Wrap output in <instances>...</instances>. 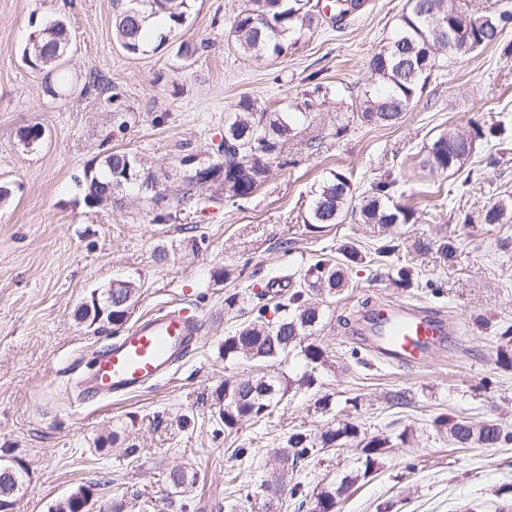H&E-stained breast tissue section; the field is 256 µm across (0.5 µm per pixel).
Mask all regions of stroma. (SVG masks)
<instances>
[{
	"label": "stroma",
	"instance_id": "obj_1",
	"mask_svg": "<svg viewBox=\"0 0 512 512\" xmlns=\"http://www.w3.org/2000/svg\"><path fill=\"white\" fill-rule=\"evenodd\" d=\"M245 0H194L177 41L205 43L185 61L175 43L137 57L112 37L113 0H0V460H21L28 490L17 512H51L63 496L93 487L96 507L111 512L117 499L137 508L152 499L154 512H298L289 493L269 499L267 462L296 430L317 432L352 423L367 434L407 433L382 467L358 480L339 512H512V443L462 448L437 432L432 419L451 414L512 429V369L497 362L501 335L512 326V220L485 224L486 209L512 194V127L479 140L460 172L433 170L425 147L454 124L488 126L512 120V28L496 45L435 71L399 122L381 128L334 124L342 101L370 80L368 61L393 32L406 0H365L342 25L323 21L287 52L264 61L241 54L229 34ZM65 20L73 48L61 75L72 92L54 98L42 73L21 51L32 22ZM322 69L327 98L310 96L305 77ZM100 89L79 91L86 76ZM263 108L308 111L312 123L269 163L264 183L241 205L226 202L213 185L195 188L172 218L154 223L144 196L123 192L114 203L88 207L76 182L91 164L116 150L136 153L158 177L157 189L175 193L189 169L212 162L224 118L241 97ZM38 123L42 140L27 147L18 136ZM347 173L358 191L386 178L395 199L418 219L376 230L346 218L314 232L305 222L314 192L331 171ZM393 241L391 257L375 249ZM447 242V254L437 247ZM355 247L350 289L327 298L322 327L310 341L328 354L315 372L312 393L290 395L272 422H243L225 435L214 415L212 391L241 372L298 378L302 357L277 363L226 361L220 346L245 318L264 310L281 315L278 286L321 249ZM168 256L157 261V248ZM406 272L411 287L396 284ZM117 278L139 287L130 322L167 308L187 310L200 322L195 349L166 380L122 398L78 399L77 383L93 352L116 332L75 317L94 290ZM239 297V311L224 299ZM410 303L453 318L461 342L406 369L366 353L352 334L370 302ZM407 403L392 405L393 392ZM331 396L327 413L314 396ZM193 414L180 429L173 419ZM120 431L117 445L100 438ZM251 458L235 457L238 448ZM175 467L197 474L193 491L178 492L162 475ZM358 468L352 442L304 464V496L339 486Z\"/></svg>",
	"mask_w": 512,
	"mask_h": 512
}]
</instances>
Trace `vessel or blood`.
Masks as SVG:
<instances>
[{"label":"vessel or blood","mask_w":512,"mask_h":512,"mask_svg":"<svg viewBox=\"0 0 512 512\" xmlns=\"http://www.w3.org/2000/svg\"><path fill=\"white\" fill-rule=\"evenodd\" d=\"M361 338L368 351L386 362L419 367L433 352L458 341L456 324L438 312L405 303H376ZM200 333L185 311L161 312L136 323L92 357L87 399L117 398L168 376L188 355Z\"/></svg>","instance_id":"vessel-or-blood-1"}]
</instances>
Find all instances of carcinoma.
Listing matches in <instances>:
<instances>
[{"instance_id": "cac0c4a2", "label": "carcinoma", "mask_w": 512, "mask_h": 512, "mask_svg": "<svg viewBox=\"0 0 512 512\" xmlns=\"http://www.w3.org/2000/svg\"><path fill=\"white\" fill-rule=\"evenodd\" d=\"M191 2L119 0L113 18V35L127 55H142L148 52L150 37L145 22L162 16L166 26L158 34V46L161 47L186 23ZM328 6L334 11L332 19L339 22L358 11L362 2L332 0ZM317 7L313 0H245L243 8L234 17L230 34L237 49L250 58L258 61L269 55L278 57L288 49V39L313 29ZM431 21L443 23L458 42L470 45L469 52L472 53L500 41L504 31L512 26V11L505 8L499 12L476 10L465 14L455 0H406L389 41L369 60L372 87L363 89L351 99V112L357 114L360 121L381 127L396 124L401 115L410 110L432 73L442 67V61L457 59L455 54L439 51L440 41L432 34ZM70 40L68 27L60 18L36 26L29 35L22 58L34 70L50 75L66 63L61 57L62 48ZM299 116L305 119L308 113ZM299 116L291 112L260 110L252 99H241L226 118L222 154L204 167L194 166L192 155L182 159L183 165L191 167V174L175 193V201L191 197L195 187L207 183L220 186L224 200L233 204L250 199L265 181L270 160L281 155L283 143L291 135L293 123ZM505 128L502 119L491 123L486 130L477 125L450 127L448 132L427 145V163L443 172L456 171L472 156L478 140L498 134ZM43 134L38 123L19 130L20 140L29 147L38 144ZM146 181L155 183L157 178L137 154L114 151L100 166L86 169L78 187L84 201L97 207L112 203L115 184L140 185ZM394 186L392 180L376 182L358 201L352 178L336 171L315 190L306 223L319 232L332 224L343 223L350 213L358 214L361 224H376L381 228L416 221L415 210L395 201ZM509 211L512 212V196L502 204H493L483 215V221L498 224ZM362 260L363 256L352 246L339 249L337 258L321 253L298 270V288L289 295L287 302L281 304L285 313L278 321H266L265 311L260 308L257 315L244 320L224 337L221 351L226 361L272 362L296 352L310 366V370L293 382L252 372L224 380L212 393V401L225 434L238 431L245 421L269 422L287 393L296 395L311 390L315 370L328 359L321 346L304 343L324 318L323 304L313 297L344 291L350 282L347 270ZM137 292L136 282L126 280L121 289L122 305H112V317H99V310L92 301L80 306L77 319L81 322L88 319L92 324L110 320L112 326L119 329L128 320ZM503 339L506 343L499 351L498 362L503 367L512 368V329L503 333ZM432 426L448 433V438L463 448L471 445L500 448L512 443V431L494 421L476 427L462 418L441 414L432 420ZM342 440L355 443L364 478L379 469L389 449L394 447L391 436H367L350 423L328 427L319 433L294 431L288 435L286 450L277 453L271 463L274 491L290 483L291 495H296L301 487V482L294 481L298 463L318 455L321 450L336 447ZM164 480L176 488L188 489L196 484V473L174 469L166 473ZM354 484L353 479L343 481L337 488L316 494L309 512H336V497ZM91 492L90 487L79 489L58 501L52 512H90Z\"/></svg>"}]
</instances>
